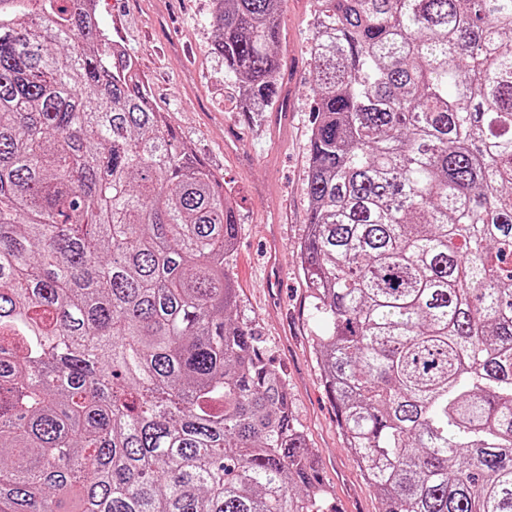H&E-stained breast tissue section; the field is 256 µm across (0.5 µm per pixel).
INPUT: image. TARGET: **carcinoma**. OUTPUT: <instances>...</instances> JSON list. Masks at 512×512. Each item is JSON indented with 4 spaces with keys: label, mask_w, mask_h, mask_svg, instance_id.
Wrapping results in <instances>:
<instances>
[{
    "label": "carcinoma",
    "mask_w": 512,
    "mask_h": 512,
    "mask_svg": "<svg viewBox=\"0 0 512 512\" xmlns=\"http://www.w3.org/2000/svg\"><path fill=\"white\" fill-rule=\"evenodd\" d=\"M89 0H0V512H331L224 181ZM282 0H212L248 120ZM301 272L381 512H512V0H320Z\"/></svg>",
    "instance_id": "1"
}]
</instances>
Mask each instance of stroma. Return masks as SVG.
I'll list each match as a JSON object with an SVG mask.
<instances>
[{
	"mask_svg": "<svg viewBox=\"0 0 512 512\" xmlns=\"http://www.w3.org/2000/svg\"><path fill=\"white\" fill-rule=\"evenodd\" d=\"M319 0H283L287 125L251 124L236 107V84L213 54L212 0H102L100 20L113 41L137 59L156 106L180 136L224 179L238 205L241 230L228 261L241 315L257 328L266 360L283 373L338 512H380L375 489L346 447L325 391L312 338L322 323L300 277L308 222V140L314 100L310 49ZM284 234V277L264 278L272 224Z\"/></svg>",
	"mask_w": 512,
	"mask_h": 512,
	"instance_id": "35a3bbf8",
	"label": "stroma"
}]
</instances>
